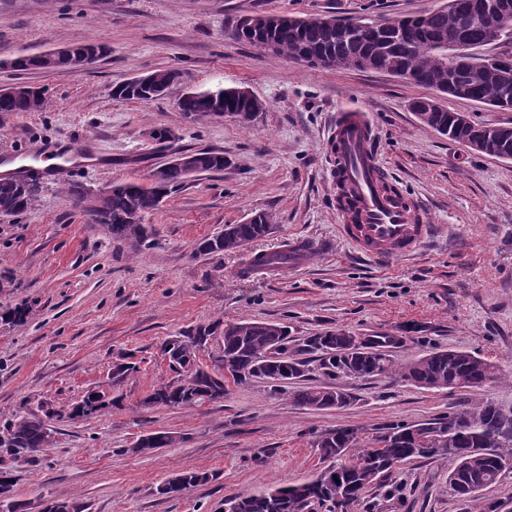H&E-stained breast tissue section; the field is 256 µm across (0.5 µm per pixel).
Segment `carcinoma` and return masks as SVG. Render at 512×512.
<instances>
[{
	"instance_id": "obj_1",
	"label": "carcinoma",
	"mask_w": 512,
	"mask_h": 512,
	"mask_svg": "<svg viewBox=\"0 0 512 512\" xmlns=\"http://www.w3.org/2000/svg\"><path fill=\"white\" fill-rule=\"evenodd\" d=\"M484 3L507 6L512 20V0H454L452 8L434 9L423 16L424 27L412 30L414 39L410 42L385 35H354L345 30V23L340 24L344 31L338 33L336 28L324 25L318 16L245 15L233 21L231 30L236 40L261 53L272 52L311 65L327 59L332 68L360 70V59L367 57L368 70L406 78L438 94L445 93L451 84L470 85L471 101L479 103L502 91V87L492 77L474 79L468 72L454 68L449 59L435 50L433 43L453 34L469 44H482L484 31L478 26L462 27L461 19ZM12 64L18 71L62 73L70 69L68 58L61 56L50 63L40 54L17 57ZM170 74L168 69L155 70L150 73L152 81L148 85L118 84L112 96L122 101L155 100V91L170 85ZM418 105L426 109L419 122L455 143L466 146L491 134L487 124L463 123L456 113L432 98L422 99ZM177 107L186 116L224 110L246 112L245 125L264 111L261 102L224 96L222 87L182 96ZM30 111L27 98L0 95L1 113ZM485 151L496 157L512 155V136L486 142ZM194 155L198 173L224 171V153L196 150ZM186 181L181 169L172 168L166 180L154 187L134 180L114 184L108 193H94L78 184L69 186L68 192L95 223L106 225L112 237L141 244L151 236L149 225L143 223L144 216L158 209L163 198ZM36 195V184L26 178L0 179V215L11 217L23 212ZM272 221L270 214L260 212L242 224H226L220 234L199 242L196 253L214 255L239 250L265 237ZM287 342L288 326L277 322L242 319L198 325L167 343L168 367L173 377L154 385L149 397L166 407H194L224 398L228 378L235 384L276 378L293 384L314 369L341 383L331 389L284 388L282 394L300 407L323 410L351 405L347 382L378 375H395L430 389H481L499 379L497 366L465 351L432 350L398 365L379 352L355 348L351 334L343 330H327L305 339L300 352L312 355L313 360L309 361L284 347ZM214 343L219 345V354L212 358L213 365L206 370L198 364L197 357ZM109 405V401L89 391L81 400L60 406L49 414L19 415L0 430V447L14 456L46 448L51 442L47 418H88ZM459 416L461 420L456 426L440 428L439 440L431 448L420 447L418 436L424 431L407 424H389L370 439L349 429L331 431L319 439L317 448L336 474L328 479L320 472L293 485L271 488L257 495L235 496L232 502L236 512H336L338 503L360 504L367 489L384 482L393 468L417 459L434 460L447 455L455 459V467L448 473V489L464 500V512H498V503L488 500L484 492L498 482L505 470L512 468V404L482 399ZM1 475L5 479L0 481V508H5V512H21L20 504L13 500L14 480L7 471H0ZM210 478L212 475L207 472L175 474L166 480L168 493L179 494ZM45 512H89V505L78 497L55 499Z\"/></svg>"
}]
</instances>
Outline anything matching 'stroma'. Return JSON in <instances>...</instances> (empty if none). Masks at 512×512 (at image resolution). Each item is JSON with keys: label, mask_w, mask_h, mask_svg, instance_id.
I'll list each match as a JSON object with an SVG mask.
<instances>
[{"label": "stroma", "mask_w": 512, "mask_h": 512, "mask_svg": "<svg viewBox=\"0 0 512 512\" xmlns=\"http://www.w3.org/2000/svg\"><path fill=\"white\" fill-rule=\"evenodd\" d=\"M448 0H0V87L44 92L39 112L0 114V154L35 155L41 144L93 146L105 164L43 181L23 213L0 221V313L24 306V323L0 322V425L41 405L62 406L110 385L119 405L87 420L52 421V443L10 457L23 512L46 499L81 497L90 512H224L227 498L301 482L322 471L317 441L353 426L416 424L489 398L512 402V160L470 151L423 126L413 101L429 91L385 73L327 69L259 54L228 35L244 15L338 20L421 14ZM85 43L108 52L68 73L17 71V56ZM159 69L182 72L160 99L117 101L114 85ZM236 86L265 106L248 126L232 118L189 122L177 107L190 90ZM369 113L387 172L423 203L436 236L415 254L380 263L355 254L337 230L327 138L337 113ZM165 128L161 144L148 133ZM223 153L224 171L202 174L145 216L148 244L112 238L67 191L145 179L177 150ZM274 217L250 249L196 254L197 244L253 213ZM306 239L318 247L300 267L241 276L250 251ZM274 321L289 349L307 336L411 334L392 348L405 364L432 349L476 354L500 368L480 390L427 389L390 376L351 383L350 406H295L268 382L229 385L223 400L192 408L144 407L170 379L159 345L215 319ZM136 372L113 383L121 359ZM173 435L149 456L150 432ZM446 456L399 466L354 512H463L448 491ZM208 482L169 498L173 474Z\"/></svg>", "instance_id": "obj_1"}]
</instances>
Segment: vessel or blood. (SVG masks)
Here are the masks:
<instances>
[{
    "label": "vessel or blood",
    "instance_id": "obj_1",
    "mask_svg": "<svg viewBox=\"0 0 512 512\" xmlns=\"http://www.w3.org/2000/svg\"><path fill=\"white\" fill-rule=\"evenodd\" d=\"M329 150L333 182L348 193L336 204L341 237L378 261L413 254L431 234L429 218L418 200L380 166L368 116L357 111L339 113ZM38 160L46 173L96 162L90 152L56 147L44 148Z\"/></svg>",
    "mask_w": 512,
    "mask_h": 512
}]
</instances>
